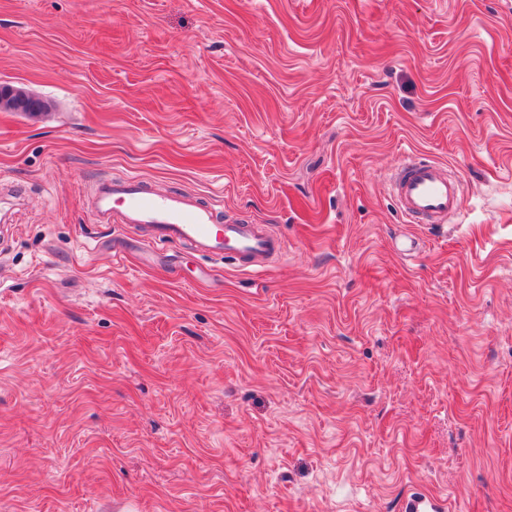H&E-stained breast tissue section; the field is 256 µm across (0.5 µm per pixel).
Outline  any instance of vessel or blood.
I'll use <instances>...</instances> for the list:
<instances>
[{"instance_id":"obj_1","label":"vessel or blood","mask_w":512,"mask_h":512,"mask_svg":"<svg viewBox=\"0 0 512 512\" xmlns=\"http://www.w3.org/2000/svg\"><path fill=\"white\" fill-rule=\"evenodd\" d=\"M397 200L411 219L430 224L447 223L463 203V184L441 163L407 157L391 174ZM93 207L103 222L119 220L147 228L154 246L190 245L203 255L221 258L230 254L246 271H259L283 251L282 241L262 224L217 223L211 207L187 195H162L137 178L99 181Z\"/></svg>"}]
</instances>
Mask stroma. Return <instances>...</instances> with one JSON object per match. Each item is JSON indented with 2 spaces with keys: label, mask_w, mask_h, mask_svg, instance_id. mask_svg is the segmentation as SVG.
<instances>
[{
  "label": "stroma",
  "mask_w": 512,
  "mask_h": 512,
  "mask_svg": "<svg viewBox=\"0 0 512 512\" xmlns=\"http://www.w3.org/2000/svg\"><path fill=\"white\" fill-rule=\"evenodd\" d=\"M1 83L0 512H512V0H0ZM106 177L284 253L149 248ZM390 181L400 207L411 219L444 224L461 212L463 184L441 163L409 156Z\"/></svg>",
  "instance_id": "1"
}]
</instances>
